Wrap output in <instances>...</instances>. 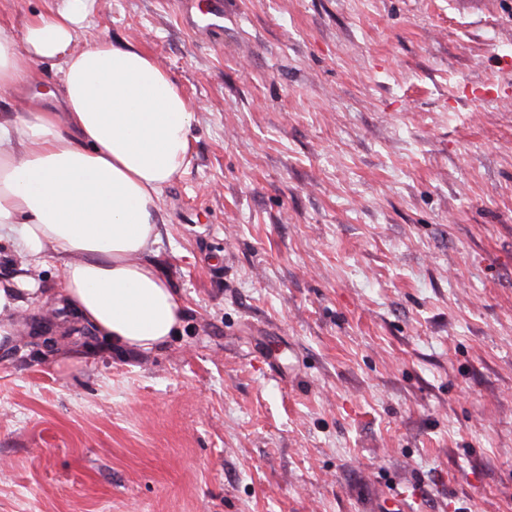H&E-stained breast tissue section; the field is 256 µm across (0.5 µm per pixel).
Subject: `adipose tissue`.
Returning <instances> with one entry per match:
<instances>
[{
    "mask_svg": "<svg viewBox=\"0 0 512 512\" xmlns=\"http://www.w3.org/2000/svg\"><path fill=\"white\" fill-rule=\"evenodd\" d=\"M88 0H66L0 30V243L34 264L63 256V307L108 343L151 352L179 332L185 305L147 254L165 189L188 164L196 105L141 48L97 37L80 52ZM48 62L50 106L26 91Z\"/></svg>",
    "mask_w": 512,
    "mask_h": 512,
    "instance_id": "1",
    "label": "adipose tissue"
}]
</instances>
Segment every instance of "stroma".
<instances>
[{
	"mask_svg": "<svg viewBox=\"0 0 512 512\" xmlns=\"http://www.w3.org/2000/svg\"><path fill=\"white\" fill-rule=\"evenodd\" d=\"M194 100L147 354L26 267L0 512H512V0H90ZM54 327L42 336L44 317Z\"/></svg>",
	"mask_w": 512,
	"mask_h": 512,
	"instance_id": "1",
	"label": "stroma"
}]
</instances>
